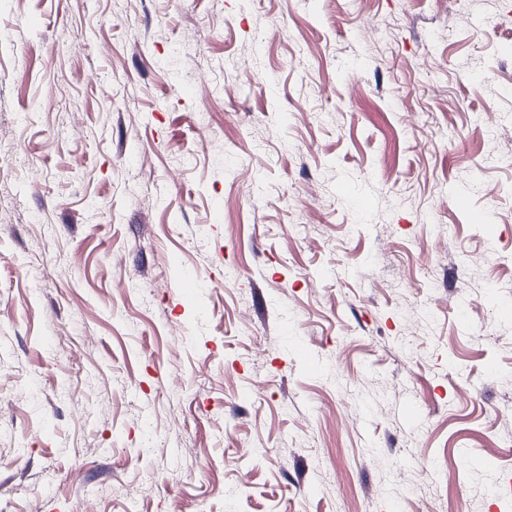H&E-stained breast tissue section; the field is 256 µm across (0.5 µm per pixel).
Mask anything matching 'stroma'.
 Returning <instances> with one entry per match:
<instances>
[{"label": "stroma", "mask_w": 512, "mask_h": 512, "mask_svg": "<svg viewBox=\"0 0 512 512\" xmlns=\"http://www.w3.org/2000/svg\"><path fill=\"white\" fill-rule=\"evenodd\" d=\"M501 302L512 0H0V512H512Z\"/></svg>", "instance_id": "35a3bbf8"}]
</instances>
